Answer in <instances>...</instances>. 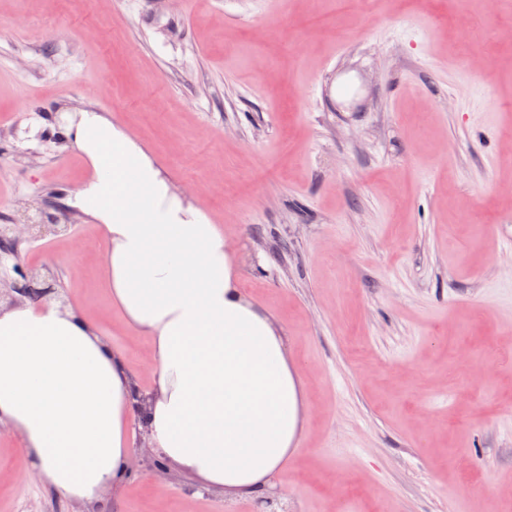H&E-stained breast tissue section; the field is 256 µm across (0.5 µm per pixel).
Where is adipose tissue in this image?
Returning a JSON list of instances; mask_svg holds the SVG:
<instances>
[{
  "label": "adipose tissue",
  "mask_w": 512,
  "mask_h": 512,
  "mask_svg": "<svg viewBox=\"0 0 512 512\" xmlns=\"http://www.w3.org/2000/svg\"><path fill=\"white\" fill-rule=\"evenodd\" d=\"M66 129L92 168L67 204L101 230L112 304L150 341L151 446L205 485L261 497L293 451L298 382L238 286L223 225L102 114L70 113ZM136 413L123 356L84 314L47 298L0 310V422L58 493L93 504L122 483Z\"/></svg>",
  "instance_id": "ef3b65f1"
}]
</instances>
